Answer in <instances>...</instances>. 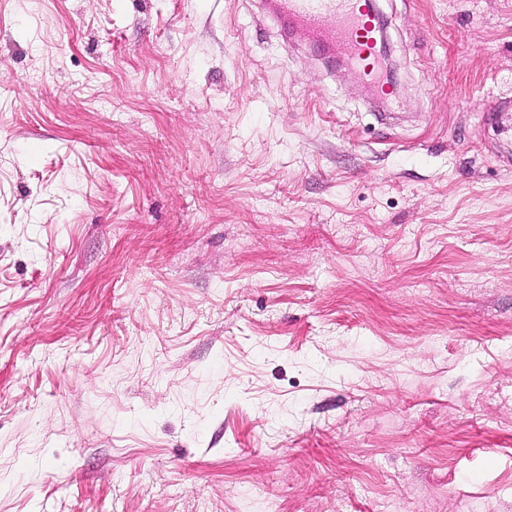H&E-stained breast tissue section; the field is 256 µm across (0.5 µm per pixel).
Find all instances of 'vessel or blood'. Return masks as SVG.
Wrapping results in <instances>:
<instances>
[{"label":"vessel or blood","mask_w":512,"mask_h":512,"mask_svg":"<svg viewBox=\"0 0 512 512\" xmlns=\"http://www.w3.org/2000/svg\"><path fill=\"white\" fill-rule=\"evenodd\" d=\"M270 6L291 33H303L322 51L344 56L378 96H390L379 68V19L372 0H271Z\"/></svg>","instance_id":"vessel-or-blood-1"}]
</instances>
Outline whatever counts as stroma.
Here are the masks:
<instances>
[{
	"mask_svg": "<svg viewBox=\"0 0 512 512\" xmlns=\"http://www.w3.org/2000/svg\"><path fill=\"white\" fill-rule=\"evenodd\" d=\"M377 10L0 0V512H512V0ZM268 4L291 33H303L322 51L344 56L378 96L391 95L380 73L379 18L371 0H271Z\"/></svg>",
	"mask_w": 512,
	"mask_h": 512,
	"instance_id": "obj_1",
	"label": "stroma"
}]
</instances>
